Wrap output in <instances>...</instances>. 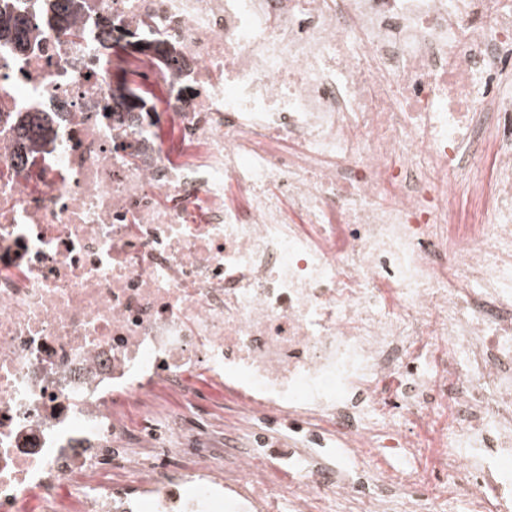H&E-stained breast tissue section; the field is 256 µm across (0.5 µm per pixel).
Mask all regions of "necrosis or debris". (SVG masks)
Instances as JSON below:
<instances>
[{"label": "necrosis or debris", "instance_id": "obj_1", "mask_svg": "<svg viewBox=\"0 0 512 512\" xmlns=\"http://www.w3.org/2000/svg\"><path fill=\"white\" fill-rule=\"evenodd\" d=\"M78 2L0 0V512H512V0ZM193 373L284 468L152 456Z\"/></svg>", "mask_w": 512, "mask_h": 512}]
</instances>
